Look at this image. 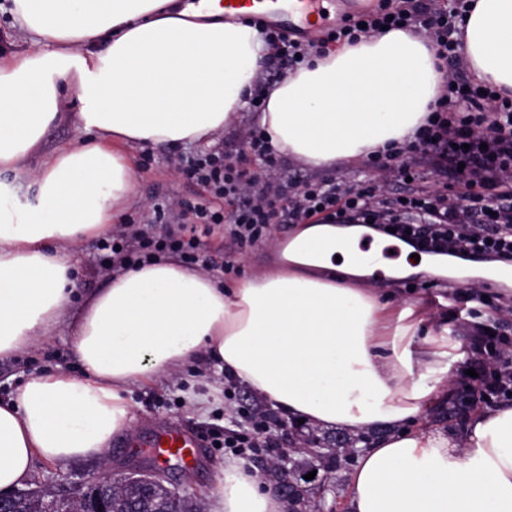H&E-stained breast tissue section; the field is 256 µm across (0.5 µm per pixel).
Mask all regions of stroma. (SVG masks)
<instances>
[{"label":"stroma","instance_id":"35a3bbf8","mask_svg":"<svg viewBox=\"0 0 512 512\" xmlns=\"http://www.w3.org/2000/svg\"><path fill=\"white\" fill-rule=\"evenodd\" d=\"M128 154L136 181L134 199L125 214L126 223L156 235L196 233L203 254L211 259L207 273L223 281L225 286H232L245 273L265 269L278 255L281 242L293 231L292 225L275 224L255 245L241 247L225 226L207 228L194 224L186 206L208 200L209 194L175 172L172 164L175 151L164 146L134 145L129 147ZM416 171L417 179L413 185L393 181L387 191L388 197L404 196L413 189L437 191L453 198L463 190L457 178L437 176L427 162H420ZM372 173V167L363 160L350 166L321 169L288 158L282 163L277 179L288 185L302 182L332 184L338 192L349 195L361 182L371 179ZM162 199L175 205L173 216L165 224L156 223L153 211L154 203ZM58 368L77 377L82 374V366L73 351L72 332L65 325L56 329L51 340L43 346L0 363V398L31 376ZM215 372V366L210 363H195L186 366L173 381L135 385L130 392L135 410L132 438L141 440L164 424L177 423L200 439L197 461L174 460L160 467L146 449L125 447L123 437L119 436L113 439L108 459L104 462L95 458L58 465L35 461L32 483L49 484L65 493L105 466L116 474L159 468L168 485L184 490L202 504L205 512H212L214 502L210 493L222 475L228 455L222 449L211 447L208 434L216 426L228 431L239 429V407L257 400L252 391L239 384L232 388L230 395L217 392Z\"/></svg>","mask_w":512,"mask_h":512}]
</instances>
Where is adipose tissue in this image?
<instances>
[{"mask_svg":"<svg viewBox=\"0 0 512 512\" xmlns=\"http://www.w3.org/2000/svg\"><path fill=\"white\" fill-rule=\"evenodd\" d=\"M7 12L28 47L0 52V171L31 181L36 202L0 186V362L65 322L83 375L47 371L0 399V493L35 460L104 457L131 427L132 385L210 360L287 417L381 430L349 475L347 512H512V405L477 412L459 437L423 425L469 351L449 342L447 315L376 288L408 265L381 260L378 233L363 252L368 227L297 225L285 263L230 288L157 259L77 296L78 249L133 196L126 146L212 147L269 55L257 26L225 19L219 0H10ZM458 40L475 78L512 96V0H471ZM447 81L427 33L363 36L273 84L252 122L276 153L351 165L409 140ZM68 116L92 140L30 169ZM216 497V512L287 510L232 462Z\"/></svg>","mask_w":512,"mask_h":512,"instance_id":"obj_1","label":"adipose tissue"}]
</instances>
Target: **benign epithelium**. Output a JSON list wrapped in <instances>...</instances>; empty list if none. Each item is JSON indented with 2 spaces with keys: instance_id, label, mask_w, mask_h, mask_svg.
Wrapping results in <instances>:
<instances>
[{
  "instance_id": "benign-epithelium-1",
  "label": "benign epithelium",
  "mask_w": 512,
  "mask_h": 512,
  "mask_svg": "<svg viewBox=\"0 0 512 512\" xmlns=\"http://www.w3.org/2000/svg\"><path fill=\"white\" fill-rule=\"evenodd\" d=\"M116 482L134 490L124 512H175L185 499L178 489L165 485L164 475L159 471H133L117 476L106 467L65 495L49 485L1 495L0 512H21L23 505L30 512H112V487Z\"/></svg>"
}]
</instances>
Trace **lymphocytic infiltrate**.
Masks as SVG:
<instances>
[{
    "label": "lymphocytic infiltrate",
    "mask_w": 512,
    "mask_h": 512,
    "mask_svg": "<svg viewBox=\"0 0 512 512\" xmlns=\"http://www.w3.org/2000/svg\"><path fill=\"white\" fill-rule=\"evenodd\" d=\"M465 7V0H458L449 12L440 14L428 0H406L397 8L386 2L377 12L345 16L315 48L289 40L274 29L267 30L266 43L275 55H286L293 72L308 62L311 50L355 41L365 31L418 26L429 31L438 58L445 60L456 52L452 35L463 20ZM244 146L262 161L264 176L242 169L220 148L202 154L181 153L174 162L178 173L204 186L211 195L210 201L193 206L196 222L229 224L231 235L240 243L258 242L270 225L300 224L320 215L330 223L361 221L394 228L396 239L423 252L512 261V181L501 177L512 169V98L494 88H482L470 77L458 78L454 86L446 88L411 140L369 159L373 166L398 161L403 178L415 177V162L420 157L429 158L435 168L458 171L464 186L459 210L443 205L438 195L379 199L366 182L349 197L312 183L293 189L272 181L270 174L281 159L268 148L260 130L251 129ZM98 250L104 271L170 254L189 267L204 261L196 238L151 235L133 224L121 225L102 238ZM476 340L480 349L475 361L482 367L484 379L477 386L465 385V393L486 403L512 401V336L498 331L490 334L480 327ZM239 414L244 421L242 430L213 435V443L241 458L260 450L277 456L282 419L246 406Z\"/></svg>",
    "instance_id": "lymphocytic-infiltrate-1"
}]
</instances>
